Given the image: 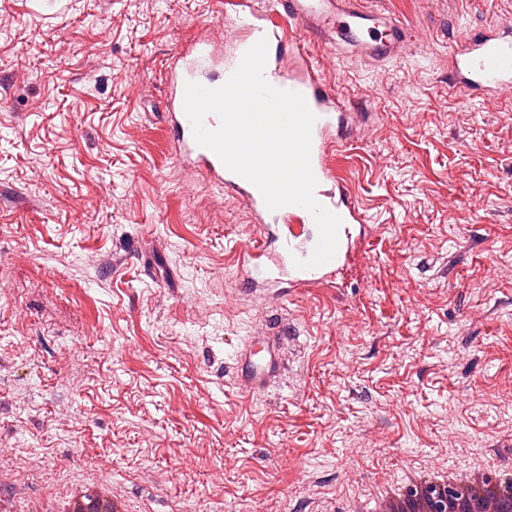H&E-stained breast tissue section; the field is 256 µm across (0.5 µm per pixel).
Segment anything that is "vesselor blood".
Listing matches in <instances>:
<instances>
[{"mask_svg": "<svg viewBox=\"0 0 512 512\" xmlns=\"http://www.w3.org/2000/svg\"><path fill=\"white\" fill-rule=\"evenodd\" d=\"M224 26L236 37L228 56H220L210 41L200 40L171 57L164 70L163 104L178 160L205 173L255 218V239L236 252L235 277L241 289L274 302L306 288L335 286L345 271L369 267L372 228L333 162L337 148L350 136L356 110L326 85L310 44L340 42L377 64L417 52L423 39L398 17L368 8L365 0H225ZM263 37L269 49H281L291 60L286 68L267 63L266 80L276 88L302 94L316 117L311 134L315 197L342 220L334 257L316 268L294 265L295 259L308 258L316 244L312 215L298 205L269 210L254 185L196 143L184 112L187 83L209 88L223 85L245 51ZM448 81L471 99L511 91L512 25L469 34L452 43ZM288 341L279 331L247 337L233 359L238 389L251 395L264 393L284 367Z\"/></svg>", "mask_w": 512, "mask_h": 512, "instance_id": "obj_1", "label": "vessel or blood"}]
</instances>
